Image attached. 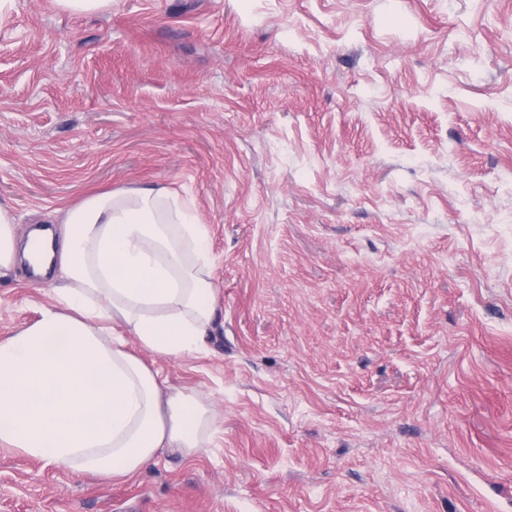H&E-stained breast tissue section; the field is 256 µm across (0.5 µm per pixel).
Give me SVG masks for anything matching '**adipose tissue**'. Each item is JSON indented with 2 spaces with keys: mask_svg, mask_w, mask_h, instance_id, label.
<instances>
[{
  "mask_svg": "<svg viewBox=\"0 0 512 512\" xmlns=\"http://www.w3.org/2000/svg\"><path fill=\"white\" fill-rule=\"evenodd\" d=\"M19 239L0 204V282L53 272L39 318L0 341V444L77 473L128 477L159 450L202 452L215 428L196 395L164 390L127 349L201 351L215 315L209 249L193 204L167 188L92 193Z\"/></svg>",
  "mask_w": 512,
  "mask_h": 512,
  "instance_id": "obj_1",
  "label": "adipose tissue"
}]
</instances>
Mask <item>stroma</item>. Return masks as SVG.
Masks as SVG:
<instances>
[{
  "label": "stroma",
  "instance_id": "stroma-1",
  "mask_svg": "<svg viewBox=\"0 0 512 512\" xmlns=\"http://www.w3.org/2000/svg\"><path fill=\"white\" fill-rule=\"evenodd\" d=\"M165 187L210 245L205 348H128L217 421L129 479L0 446V512H512V0H16L21 236ZM51 301L0 283V341ZM65 11L76 14H92L106 9L112 0H56Z\"/></svg>",
  "mask_w": 512,
  "mask_h": 512
}]
</instances>
